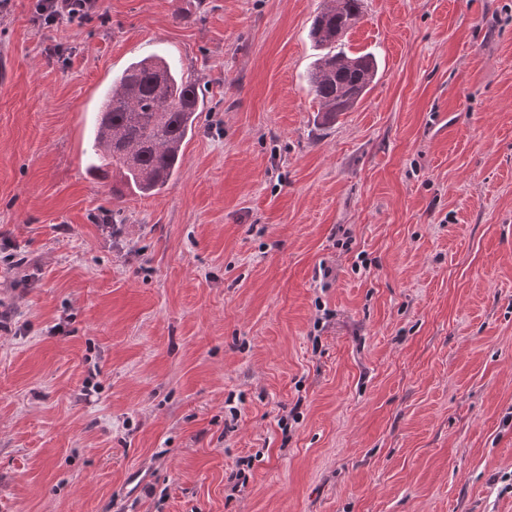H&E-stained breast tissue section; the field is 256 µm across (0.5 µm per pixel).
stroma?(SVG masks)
Masks as SVG:
<instances>
[{"mask_svg":"<svg viewBox=\"0 0 512 512\" xmlns=\"http://www.w3.org/2000/svg\"><path fill=\"white\" fill-rule=\"evenodd\" d=\"M320 3L0 15V512H512V0H364L330 124ZM149 54L204 106L116 197L89 130ZM363 0H323L310 29V37L323 53L309 73V86L325 121L352 111L364 98L377 75L371 53L345 50L350 28L359 20Z\"/></svg>","mask_w":512,"mask_h":512,"instance_id":"stroma-1","label":"stroma"}]
</instances>
